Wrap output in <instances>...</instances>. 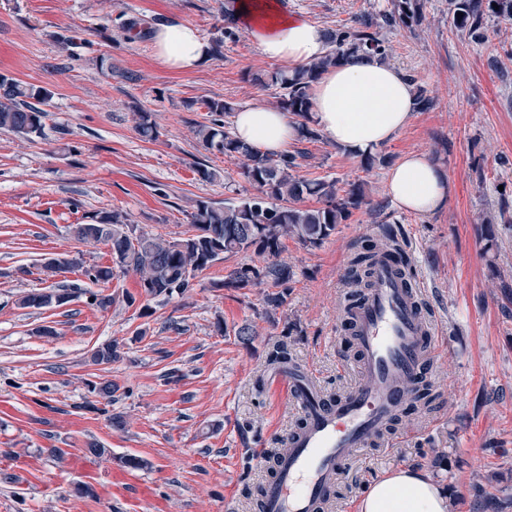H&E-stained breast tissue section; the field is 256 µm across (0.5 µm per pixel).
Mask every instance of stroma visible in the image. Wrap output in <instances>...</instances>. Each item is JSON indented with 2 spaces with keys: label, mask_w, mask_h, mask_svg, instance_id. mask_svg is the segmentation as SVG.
Here are the masks:
<instances>
[{
  "label": "stroma",
  "mask_w": 512,
  "mask_h": 512,
  "mask_svg": "<svg viewBox=\"0 0 512 512\" xmlns=\"http://www.w3.org/2000/svg\"><path fill=\"white\" fill-rule=\"evenodd\" d=\"M285 12L322 28L353 25L387 0H279ZM415 29L383 30L390 61L414 74L434 100L379 151L397 160L427 153L446 168L453 193L440 212L397 208L384 194L387 167L363 169L362 157L326 139L292 142L303 150L301 175L360 183L367 204L319 247L285 240L281 260L295 277L282 307L266 310V288H226L232 265L262 264L247 251L216 261L190 291L146 299L134 272L117 273L107 309L86 269L112 263L109 246L77 242L71 227L103 211L126 214L138 232L183 237L197 201L249 197L237 160L206 151L193 128L207 122L205 101L274 106L276 88L249 81L273 71L244 28L222 39L221 54L192 69L156 58L153 36L187 22L206 42L222 38L224 0H0V73L49 88L45 138L25 142L0 132V512H254L253 493L272 473L298 415L269 378L268 356L287 342L292 361L312 368L324 392L354 378L341 359L339 301L354 247L377 226L402 231L428 309L448 337L430 367L431 410L393 426L383 444L355 461L337 490L336 512H355L368 481L418 466L449 492L451 512H480L494 495L512 512V22L494 24L483 42L448 27V0H424ZM135 21L142 37L122 30ZM76 31L94 44L73 60L53 33ZM151 113L156 140L142 139L135 113ZM216 173L203 180L198 167ZM80 264L46 279L49 258ZM64 285L71 299L41 309L21 294ZM253 325L242 342L235 331ZM48 326L53 336L39 335ZM117 342L121 357L92 365L91 352ZM112 381L111 399L90 385ZM122 417L123 427L111 424ZM108 448L85 458L89 443ZM66 449L64 461L50 451ZM135 456L133 473L153 498L115 494L112 474Z\"/></svg>",
  "instance_id": "1"
}]
</instances>
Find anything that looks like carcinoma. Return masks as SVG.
<instances>
[{
  "label": "carcinoma",
  "mask_w": 512,
  "mask_h": 512,
  "mask_svg": "<svg viewBox=\"0 0 512 512\" xmlns=\"http://www.w3.org/2000/svg\"><path fill=\"white\" fill-rule=\"evenodd\" d=\"M390 7L378 14H366L351 27L326 31L328 50L318 61L288 73L283 70L253 73L251 81L280 89L278 108L297 118L295 130L303 140H315L319 133L312 115L310 90L322 73L330 67L347 61L358 53L380 56L386 60L391 48L382 36L384 28L413 29L424 21L423 0H389ZM236 0L224 2V37H235ZM492 21H512V0H448V26L469 33L482 41ZM55 41L68 57H80L78 49H89L93 42L65 33L54 34ZM413 85L417 109L427 111L433 100L414 75H406ZM52 92L46 87L24 84L6 75H0V130L8 131L29 141L45 136V120ZM211 119L194 127V135L207 151H216L240 162L241 174L255 194L239 201H226L216 206L199 201L192 214L191 229L186 236L169 240L161 234H138L127 216L120 212H106L85 230L73 232L78 242H98L110 246L112 259L123 270L133 271L139 278L146 296L167 299L185 294L193 286L192 280L220 259H229L241 252L254 249L264 257V265H237L224 276V288L273 289L265 295L268 307L276 310L284 304V289L295 273L280 259L282 241L291 238L306 247H318L327 240L339 224L346 223L366 203L360 183L350 184L345 194H339L337 181L306 179L299 175L302 150L281 155H269L238 140L226 128L224 115L233 111L231 104L222 100L204 101ZM135 129L146 140L157 137L158 131L148 112L135 113ZM306 196L319 200L316 208L300 209L293 206ZM399 231L388 227L381 234L380 243L360 251L350 262L347 278L356 291L354 301L362 297L368 285L373 260L384 248L403 254ZM58 288L29 291L18 303L23 308L50 306L51 295ZM120 358L118 344L107 343L91 353L95 365H110Z\"/></svg>",
  "instance_id": "1"
}]
</instances>
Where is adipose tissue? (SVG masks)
I'll list each match as a JSON object with an SVG mask.
<instances>
[{
    "label": "adipose tissue",
    "mask_w": 512,
    "mask_h": 512,
    "mask_svg": "<svg viewBox=\"0 0 512 512\" xmlns=\"http://www.w3.org/2000/svg\"><path fill=\"white\" fill-rule=\"evenodd\" d=\"M239 18L264 57L296 69L324 55V30L301 15L285 16L275 0H243ZM156 57L173 70L197 66L209 46L188 23L159 30ZM318 130L333 144L366 153L392 141L415 112L414 89L392 64L376 56H357L326 71L311 94ZM238 139L267 153L287 152L296 133L287 113L246 106L235 113ZM453 190L446 169L427 154H403L389 168L385 193L405 211H440ZM356 512H448V492L412 467L376 475L356 502Z\"/></svg>",
    "instance_id": "1"
}]
</instances>
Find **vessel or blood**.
<instances>
[{
	"label": "vessel or blood",
	"instance_id": "1",
	"mask_svg": "<svg viewBox=\"0 0 512 512\" xmlns=\"http://www.w3.org/2000/svg\"><path fill=\"white\" fill-rule=\"evenodd\" d=\"M422 293L383 251L362 298L340 300L357 351V379L341 396L328 398L312 369L275 367V379L286 384L300 423L289 431L286 449L262 485L258 512H332L352 463L388 431L444 339Z\"/></svg>",
	"mask_w": 512,
	"mask_h": 512
}]
</instances>
